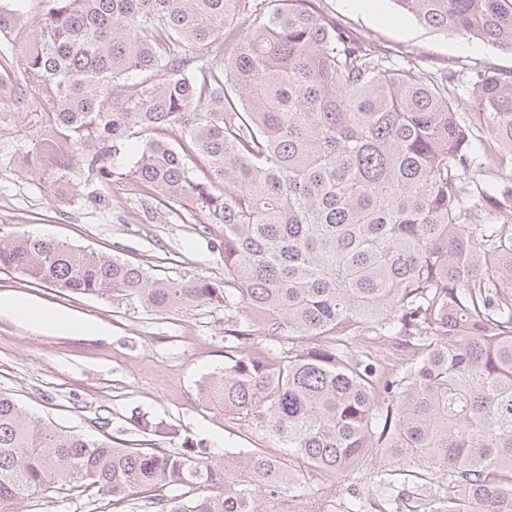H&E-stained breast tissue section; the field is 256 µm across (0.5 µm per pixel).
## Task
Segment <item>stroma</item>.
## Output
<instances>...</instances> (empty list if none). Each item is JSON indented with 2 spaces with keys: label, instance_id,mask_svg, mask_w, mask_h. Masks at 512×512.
I'll return each instance as SVG.
<instances>
[{
  "label": "stroma",
  "instance_id": "1",
  "mask_svg": "<svg viewBox=\"0 0 512 512\" xmlns=\"http://www.w3.org/2000/svg\"><path fill=\"white\" fill-rule=\"evenodd\" d=\"M318 9L362 40L383 46L399 65L457 77L455 108L472 115L471 90L480 73L512 72V54L475 37L437 31L401 13L392 0H318ZM33 130L27 118L0 124V232L60 239L116 256L153 276L192 275L219 282L224 263L211 238L193 218L159 215L129 170L135 146L114 157V176L104 199L92 202L93 181L78 175L71 204L55 203L19 154ZM0 295L26 299L94 325L85 335L48 333L0 313V390L28 413L54 424L96 434L108 418L109 436L121 447L156 444L174 451L200 444L220 459L241 448L270 454L281 448L254 428L235 424L223 409L205 403L200 385L224 368L227 314L215 306L153 312L127 300L64 291L28 281L0 268ZM165 425L171 436L155 435ZM143 500H112L96 494L75 498L36 496L0 512H144Z\"/></svg>",
  "mask_w": 512,
  "mask_h": 512
}]
</instances>
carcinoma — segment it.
I'll list each match as a JSON object with an SVG mask.
<instances>
[{
  "mask_svg": "<svg viewBox=\"0 0 512 512\" xmlns=\"http://www.w3.org/2000/svg\"><path fill=\"white\" fill-rule=\"evenodd\" d=\"M392 2L512 53V0ZM0 34L12 105L48 103L22 160L53 197L83 171L110 188L106 160L135 138L141 194L196 218L224 282L18 232L0 268L237 312L201 398L286 449L118 448L0 391V505L92 489L150 512H512V72L473 84L476 128L448 76L396 66L311 0H46L27 20L0 5ZM257 336L288 349L254 354ZM306 469L344 485L339 507L297 510Z\"/></svg>",
  "mask_w": 512,
  "mask_h": 512,
  "instance_id": "obj_1",
  "label": "carcinoma"
}]
</instances>
